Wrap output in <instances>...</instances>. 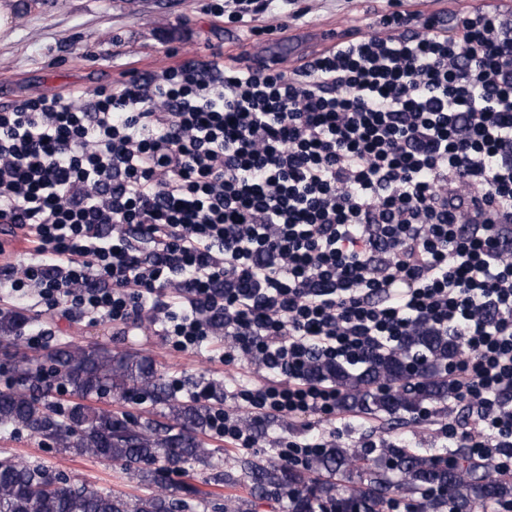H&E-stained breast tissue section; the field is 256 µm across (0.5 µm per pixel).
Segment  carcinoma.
Here are the masks:
<instances>
[{"mask_svg": "<svg viewBox=\"0 0 512 512\" xmlns=\"http://www.w3.org/2000/svg\"><path fill=\"white\" fill-rule=\"evenodd\" d=\"M31 319L0 310V347L17 346ZM454 336L419 323L394 349L367 353L364 368L315 357L314 379H328L340 391L339 405L351 416L385 417L406 424L429 404L441 415L454 400L444 369L458 357ZM15 384L0 389V427L51 441L65 454L119 465L157 491L133 500L71 482L41 462L0 461V512H183V493L196 489L171 481L209 466L212 450L201 435L212 409L181 400L164 382L154 361L137 352L112 353L107 346L61 342L40 358L11 355ZM69 388L66 404L46 399L47 380ZM115 396L150 404L138 420L97 401ZM254 495L287 500V512H384L395 498L410 512H477L512 504V477L496 474L495 462L473 457L467 448L431 453L406 442L389 444L375 457L339 444L322 448L306 466L279 463L272 456L237 459Z\"/></svg>", "mask_w": 512, "mask_h": 512, "instance_id": "obj_1", "label": "carcinoma"}]
</instances>
